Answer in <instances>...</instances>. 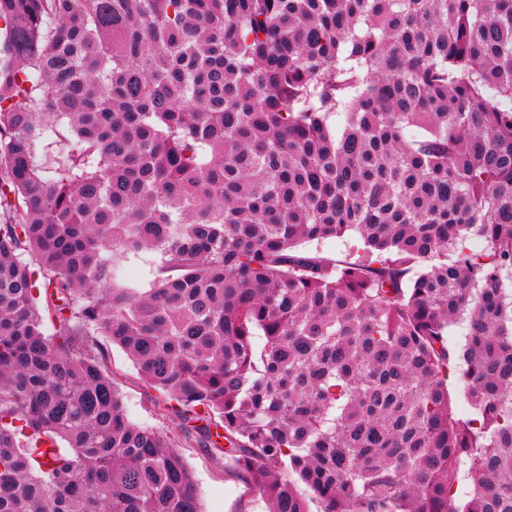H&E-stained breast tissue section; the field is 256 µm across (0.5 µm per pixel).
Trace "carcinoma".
<instances>
[{"label":"carcinoma","mask_w":512,"mask_h":512,"mask_svg":"<svg viewBox=\"0 0 512 512\" xmlns=\"http://www.w3.org/2000/svg\"><path fill=\"white\" fill-rule=\"evenodd\" d=\"M511 100L512 0H0V512H202L192 435L269 512H512ZM360 246L356 234L345 235L343 238H328L321 241H313L306 244V249L314 254L332 258L349 259L348 255L353 253V248ZM352 256V255H351ZM159 264L158 254L143 250L123 258L115 267V275L127 287L137 292H146L155 284ZM105 368L112 375L128 416L138 425L161 430L171 429L175 417L158 406V393L138 375L125 352L117 345L106 344Z\"/></svg>","instance_id":"carcinoma-1"}]
</instances>
